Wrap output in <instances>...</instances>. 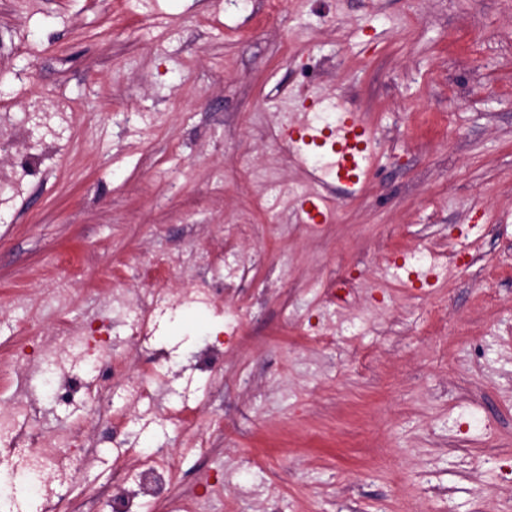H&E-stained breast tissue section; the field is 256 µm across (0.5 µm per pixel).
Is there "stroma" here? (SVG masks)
Here are the masks:
<instances>
[{
	"mask_svg": "<svg viewBox=\"0 0 512 512\" xmlns=\"http://www.w3.org/2000/svg\"><path fill=\"white\" fill-rule=\"evenodd\" d=\"M323 94L372 157L310 229L313 165L282 123L337 122ZM236 224L240 288L133 340L136 295L208 279L197 256ZM414 254L433 285L391 263ZM100 325L154 392L123 448L88 397L133 412L120 381L71 359L57 403L34 371L60 329ZM18 401L84 430L56 512H110L117 468L158 448L194 512H504L512 0H0V413Z\"/></svg>",
	"mask_w": 512,
	"mask_h": 512,
	"instance_id": "stroma-1",
	"label": "stroma"
}]
</instances>
